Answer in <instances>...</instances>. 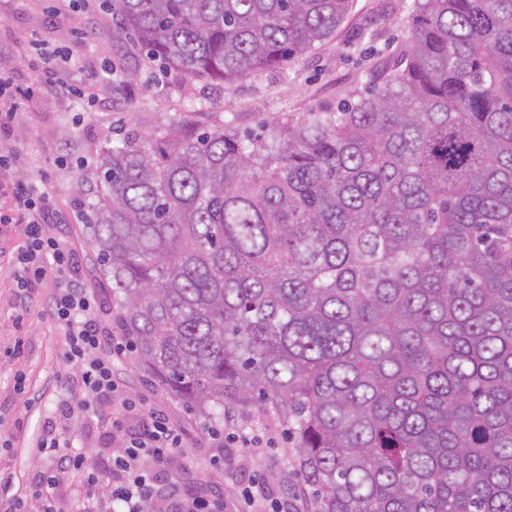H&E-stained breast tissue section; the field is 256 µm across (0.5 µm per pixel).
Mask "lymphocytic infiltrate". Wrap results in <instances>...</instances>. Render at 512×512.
Masks as SVG:
<instances>
[{
  "mask_svg": "<svg viewBox=\"0 0 512 512\" xmlns=\"http://www.w3.org/2000/svg\"><path fill=\"white\" fill-rule=\"evenodd\" d=\"M10 202L14 223L23 227L24 242L15 255L17 286L28 293L45 280L58 284L50 306L51 315L65 337L66 359L77 370L81 396L76 408L80 413L98 412L102 404H111L106 420L113 427L137 419L138 430L124 448L110 458V497L120 502L124 512H145V506L159 501L162 512H224V500L207 498L184 490L178 481L160 485L155 481L158 468L169 466L179 454L181 437L158 413L141 414L126 398L112 378V359L105 353V340L93 317L95 300L86 289L69 277L74 253L63 242L45 233L52 211L48 193L33 194L29 179L10 176L0 184ZM41 447L52 450V464L30 483L29 489L45 502L43 512H63L56 504L53 490L63 475H79L87 489L98 484L95 471L86 468L82 455L59 453V439L44 435Z\"/></svg>",
  "mask_w": 512,
  "mask_h": 512,
  "instance_id": "1",
  "label": "lymphocytic infiltrate"
}]
</instances>
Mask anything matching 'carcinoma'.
<instances>
[{"instance_id":"obj_1","label":"carcinoma","mask_w":512,"mask_h":512,"mask_svg":"<svg viewBox=\"0 0 512 512\" xmlns=\"http://www.w3.org/2000/svg\"><path fill=\"white\" fill-rule=\"evenodd\" d=\"M352 0H111L232 83ZM85 225L137 365L194 414L258 394L312 512H512V0H414L395 73L260 137L106 142Z\"/></svg>"}]
</instances>
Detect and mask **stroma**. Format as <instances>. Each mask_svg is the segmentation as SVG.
Returning <instances> with one entry per match:
<instances>
[{"mask_svg":"<svg viewBox=\"0 0 512 512\" xmlns=\"http://www.w3.org/2000/svg\"><path fill=\"white\" fill-rule=\"evenodd\" d=\"M382 2L353 0L336 34L282 70L215 84L162 72L105 0H0V65L15 86L31 87L39 62L38 50L17 49L30 36L84 63L75 79L90 86V95L34 89L14 122L0 130V144L21 148L18 175L46 186L63 212L47 231L72 245V276L94 296L103 335L117 338L121 332L112 284L96 264L85 217L94 200L86 176L96 168L104 141L117 144L130 130L150 134L179 121L255 136L265 134L277 117L335 110L380 83L401 57L413 0H395L396 12L384 20L378 17ZM86 17L94 21L89 33L81 25ZM112 68L117 76H109ZM22 242L20 225L0 223V472L11 474V492H22L49 463L37 439L45 426H54L61 443L97 471L101 488L94 498L110 512L104 462L125 436L111 432L104 419L70 415L80 385L49 313L56 285L49 280L36 286L29 308L21 307L12 257ZM114 366L121 391L139 409L163 412L182 438L183 451L158 472L159 483L174 478L188 489L218 491L224 512H246V496L254 491L267 505L288 498L306 512L309 499L294 471L288 424L259 397L228 405L222 417L206 420L171 399L136 365L132 352L115 356Z\"/></svg>","mask_w":512,"mask_h":512,"instance_id":"obj_1","label":"stroma"}]
</instances>
